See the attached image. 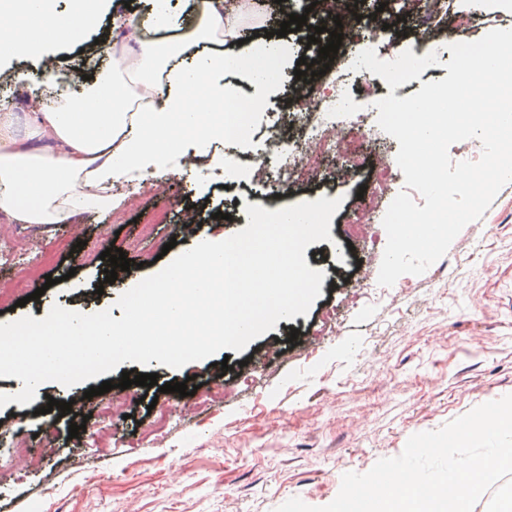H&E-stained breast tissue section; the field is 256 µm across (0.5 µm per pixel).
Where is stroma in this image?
Here are the masks:
<instances>
[{"label":"stroma","mask_w":512,"mask_h":512,"mask_svg":"<svg viewBox=\"0 0 512 512\" xmlns=\"http://www.w3.org/2000/svg\"><path fill=\"white\" fill-rule=\"evenodd\" d=\"M194 0H132L128 15L143 37L155 36L153 19L164 9L172 27L186 26ZM380 0L358 5L361 28L344 40L325 75L304 92H331L347 55L362 45L368 26H378V58L415 48L425 35L427 50L451 43L449 23L474 15L463 37L474 41L491 30L512 28V0H443V17L420 32L415 11L403 21L375 14ZM280 7L268 0L256 19L239 8L230 15L238 41L229 50L249 56L251 39L279 29ZM112 30L111 9H101L81 45L49 43L23 58L0 56V99L9 100L13 134L28 140V114L40 101L34 89L6 81L8 73L38 68L52 59L58 70L89 76L124 69V62L98 59L95 43ZM279 81L253 84L248 68L228 74L248 85L245 99L259 100L243 136L216 141L208 153L237 160L229 177L177 163L158 179L131 181L113 189L112 211L76 212L64 224L0 221V324L37 316L59 305L91 314L116 301L171 259L203 241H221L248 224L245 205L269 211L321 197L341 198L330 238L310 244L309 268L324 271L320 295L307 314L280 319L274 329L240 352L215 355L173 369L158 362H123L107 378L66 387L46 382L27 405L0 408V428L20 433L32 448L52 438L39 464L17 471L0 485V512H275L292 497L324 506L338 494L344 473H364L383 458L398 456L413 434L438 429L486 402L512 394V183L497 194L483 217L466 225L447 253L425 273L401 276L393 286L377 278L387 234L383 217L405 187L397 162L399 143L378 123L376 101L402 99L423 83L444 79L445 67L425 69L407 88L389 89L379 76L350 78L351 111L332 124L353 150L344 164L324 151L314 131H302L304 92H296L299 57L312 60L318 45L306 31L281 38ZM294 142L306 138L314 163L279 192L260 186L246 159L266 150L270 132ZM149 238H141L144 226ZM18 235L32 250L12 251ZM123 249L136 268L101 285L108 264L100 255ZM57 282L46 286V275ZM44 288L33 299L36 288ZM25 306H18V299ZM229 371H222L221 362ZM157 374L152 388L124 398V416H113L112 400L123 398L122 372ZM195 377L192 406L175 405L176 393L160 385ZM112 380L109 392L84 401L85 390ZM83 401L85 432L70 438V416L46 412L48 399ZM156 399L148 408V399Z\"/></svg>","instance_id":"stroma-1"}]
</instances>
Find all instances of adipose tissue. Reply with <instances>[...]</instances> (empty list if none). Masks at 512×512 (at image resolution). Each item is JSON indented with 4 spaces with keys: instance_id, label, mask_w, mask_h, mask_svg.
Returning <instances> with one entry per match:
<instances>
[{
    "instance_id": "1",
    "label": "adipose tissue",
    "mask_w": 512,
    "mask_h": 512,
    "mask_svg": "<svg viewBox=\"0 0 512 512\" xmlns=\"http://www.w3.org/2000/svg\"><path fill=\"white\" fill-rule=\"evenodd\" d=\"M64 19H48L47 0H22L23 26L0 11V54L21 57L48 41H81L98 0H73ZM235 25L215 9L196 7L186 30L174 38L145 40L125 30L139 80L152 91L130 109L116 77L104 92L41 107L32 133L60 145L64 154H39L11 134L9 113L0 114V217L12 224H61L90 206L113 205L112 185L127 176H157L181 140L197 151L224 135V100L233 89L224 80L242 60L225 52ZM212 44L211 53L190 68V47Z\"/></svg>"
}]
</instances>
